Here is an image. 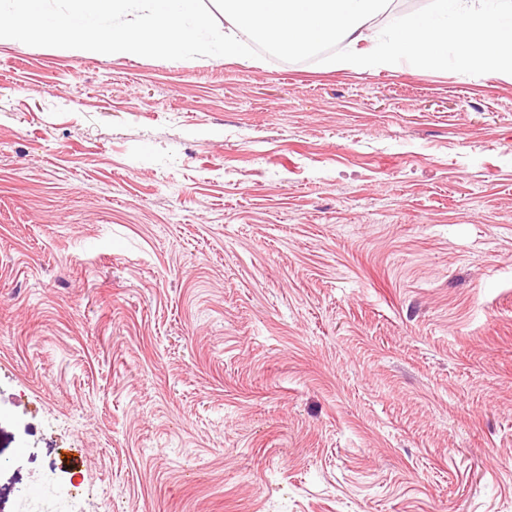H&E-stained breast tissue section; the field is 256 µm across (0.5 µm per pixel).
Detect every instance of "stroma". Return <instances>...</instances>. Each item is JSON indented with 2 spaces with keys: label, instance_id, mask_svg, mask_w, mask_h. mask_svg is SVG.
<instances>
[{
  "label": "stroma",
  "instance_id": "1",
  "mask_svg": "<svg viewBox=\"0 0 512 512\" xmlns=\"http://www.w3.org/2000/svg\"><path fill=\"white\" fill-rule=\"evenodd\" d=\"M512 512V82L0 43V512Z\"/></svg>",
  "mask_w": 512,
  "mask_h": 512
}]
</instances>
